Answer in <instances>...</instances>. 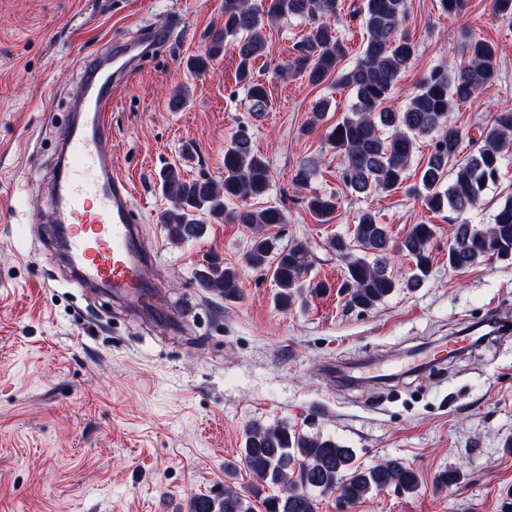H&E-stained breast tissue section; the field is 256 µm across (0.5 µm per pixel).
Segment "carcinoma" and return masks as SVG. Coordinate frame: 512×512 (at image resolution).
Returning a JSON list of instances; mask_svg holds the SVG:
<instances>
[{
    "label": "carcinoma",
    "mask_w": 512,
    "mask_h": 512,
    "mask_svg": "<svg viewBox=\"0 0 512 512\" xmlns=\"http://www.w3.org/2000/svg\"><path fill=\"white\" fill-rule=\"evenodd\" d=\"M338 0H224V21L209 34L206 56L190 61L198 72L210 60L230 49L238 57V80L246 89L251 109L268 107L264 83L254 76L253 62L264 53L263 29L286 17L329 18ZM405 0H365L362 22L367 37L361 56L350 69L340 67L347 55L344 42L328 22L318 23L293 45V67L304 73L310 85L326 80L354 93L351 112L344 115L327 135L330 148L342 157L340 177L358 195L388 194L408 179L417 142L432 141V150L420 167L416 189L421 205L432 213L449 212L461 218L448 245V267L459 271L497 257L512 260V201L499 207L490 224H471L462 216L477 207L487 186L496 181L512 145V107L496 111L480 141L460 156V133L447 126L448 112L476 98L498 78L494 44L469 40L463 44L464 66L453 72L436 67L423 77L416 93L402 109L385 106L398 76L416 53V45L404 26ZM317 168L312 159L303 161L293 176L294 184L305 189ZM271 172L264 157L255 151L252 134L239 128L224 148V178L188 180L180 167L170 166L160 175L162 192L170 206L161 214L168 238L184 243L203 237L207 220L227 219L258 231L247 252V262L256 267L272 266L278 291L277 305L286 310L301 294L304 277L311 265L306 243L293 241L278 248L259 231L285 223L283 211L274 206L254 208L246 200L263 196ZM241 205L229 211L227 205ZM306 207L321 224L333 220L336 196L317 192L306 197ZM433 224H416L399 242L374 214L361 213L348 238L337 237L331 248L345 263L349 303L371 309L398 288L421 287L430 271V246L435 238ZM399 253L410 258L414 271L397 277L388 256ZM202 287L233 302L241 296L238 271L216 259L203 264L197 273ZM245 467L260 481L276 489L264 506L266 512H316L311 492H339L347 504H354L373 490L394 489L402 493L418 490L416 470L397 459L362 467L354 450L333 439L308 435L285 422L258 420L243 430L239 460L224 465V476L234 478ZM191 512H253L251 503L234 487L224 489V498L195 497Z\"/></svg>",
    "instance_id": "obj_1"
}]
</instances>
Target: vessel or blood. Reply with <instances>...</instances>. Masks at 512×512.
<instances>
[{"label":"vessel or blood","mask_w":512,"mask_h":512,"mask_svg":"<svg viewBox=\"0 0 512 512\" xmlns=\"http://www.w3.org/2000/svg\"><path fill=\"white\" fill-rule=\"evenodd\" d=\"M169 38V29H145L83 74L49 185L52 220L63 226L65 258L77 283L111 288L141 304L153 298L142 271L148 255L139 246L132 189L112 168V105L147 46Z\"/></svg>","instance_id":"1"}]
</instances>
